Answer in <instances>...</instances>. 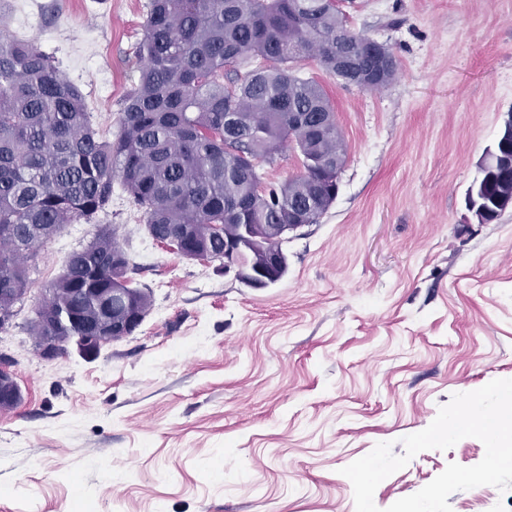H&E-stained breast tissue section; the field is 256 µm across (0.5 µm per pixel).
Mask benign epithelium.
<instances>
[{
  "mask_svg": "<svg viewBox=\"0 0 512 512\" xmlns=\"http://www.w3.org/2000/svg\"><path fill=\"white\" fill-rule=\"evenodd\" d=\"M306 223L308 217L303 216L298 224H264L261 234L252 224L241 225L238 235L224 237V271L234 272L237 279L255 287L271 285L275 271L286 262V254L280 249L266 253L263 266L257 270L245 262L246 255L258 247L263 235L285 242L290 233ZM160 244L176 250L188 260L207 261L212 258V254L187 230L167 236ZM129 271L128 255L118 254L112 257V272L120 287L69 289V293L88 296L93 301L94 318L86 322L87 332L79 336L71 335L70 326L81 323L82 314L63 306L53 289L42 291L35 304V312L41 331L37 349L43 359L55 360L71 348L83 356L96 354L103 347L128 337L142 324L146 315L138 310L137 301L145 291L132 287ZM22 398L9 362L3 357L0 359V411L14 409Z\"/></svg>",
  "mask_w": 512,
  "mask_h": 512,
  "instance_id": "1",
  "label": "benign epithelium"
}]
</instances>
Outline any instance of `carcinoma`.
I'll return each mask as SVG.
<instances>
[{"label":"carcinoma","mask_w":512,"mask_h":512,"mask_svg":"<svg viewBox=\"0 0 512 512\" xmlns=\"http://www.w3.org/2000/svg\"><path fill=\"white\" fill-rule=\"evenodd\" d=\"M367 43L327 0H148L138 81L108 139L55 61L0 28V288L27 287L28 254L69 224L94 221L117 182L151 231L232 234L238 224H293L309 208L323 214L319 169L260 190L257 163L290 145L326 160L344 154L324 88L294 67L314 58L334 77L336 57L349 56L354 69L342 81L379 90L396 61L365 52ZM254 58L268 66L244 70ZM228 117L236 141L226 147ZM465 201L480 224L512 205L508 129ZM116 246L114 233L100 230L52 287H112Z\"/></svg>","instance_id":"1"}]
</instances>
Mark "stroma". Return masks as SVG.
I'll use <instances>...</instances> for the list:
<instances>
[{"label":"stroma","mask_w":512,"mask_h":512,"mask_svg":"<svg viewBox=\"0 0 512 512\" xmlns=\"http://www.w3.org/2000/svg\"><path fill=\"white\" fill-rule=\"evenodd\" d=\"M146 4L0 0V26L52 56L112 137ZM342 9L397 71L369 91L298 63L334 105L345 162L332 206L284 243L280 282L250 287L156 243L120 188L99 224L68 225L31 261L38 293L107 227L153 306L94 357L43 360L27 304L0 333L23 393L0 412V512H355L343 467L380 442L403 454L454 394L512 379V207L481 224L465 205L512 113V0ZM484 455L474 437L422 451L374 502L384 510ZM448 502L512 512V489Z\"/></svg>","instance_id":"stroma-1"}]
</instances>
